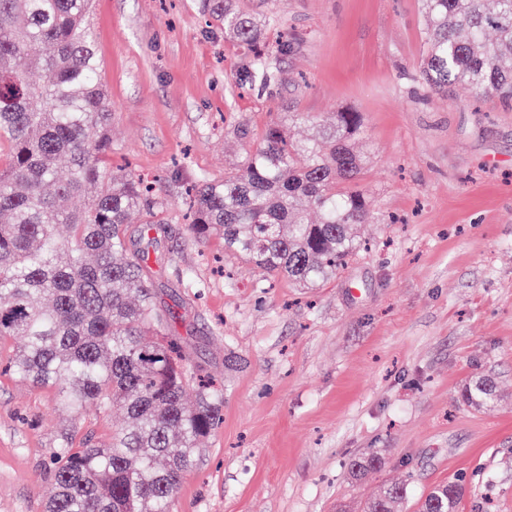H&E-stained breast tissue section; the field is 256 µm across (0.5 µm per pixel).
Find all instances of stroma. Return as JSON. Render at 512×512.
<instances>
[{
	"instance_id": "35a3bbf8",
	"label": "stroma",
	"mask_w": 512,
	"mask_h": 512,
	"mask_svg": "<svg viewBox=\"0 0 512 512\" xmlns=\"http://www.w3.org/2000/svg\"><path fill=\"white\" fill-rule=\"evenodd\" d=\"M288 38L277 79L244 84L242 48L206 24L201 0H93L90 22L112 102V166L186 187L222 180L282 107L361 112L360 184L371 245L317 288L266 284L192 238L181 219L150 249L159 305L177 317L192 374L224 384L223 420L183 478L173 512H336L410 480L401 512L466 476L458 512H512V111L418 78L421 0H238ZM249 131L239 139L238 126ZM493 377L497 406L459 401ZM120 413L77 415L54 392L0 373V512H44L48 455L64 434L109 443ZM385 463L352 484L345 464Z\"/></svg>"
}]
</instances>
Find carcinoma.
Segmentation results:
<instances>
[{"mask_svg": "<svg viewBox=\"0 0 512 512\" xmlns=\"http://www.w3.org/2000/svg\"><path fill=\"white\" fill-rule=\"evenodd\" d=\"M427 27L419 78L448 93L467 88L512 107V0H422ZM90 0H0V340L20 338L11 376L54 390L59 409L126 416L105 448L49 451L54 491L45 512H171L182 479L218 426L224 389L194 380L178 340L162 332L148 250L133 251L127 223L144 212L143 237L168 223L172 204L111 166L110 100L89 22ZM224 36L247 51L254 85L274 78L263 24L235 0H204ZM293 140L278 123L224 180H199L188 232L219 235L224 252L299 288L336 277L358 252L370 220L355 149L361 113L338 107ZM496 381L462 389L474 410L493 406ZM377 451L349 459L360 483L381 467ZM464 478L438 484L417 512H457ZM408 483L381 487L362 512H395Z\"/></svg>", "mask_w": 512, "mask_h": 512, "instance_id": "carcinoma-1", "label": "carcinoma"}]
</instances>
